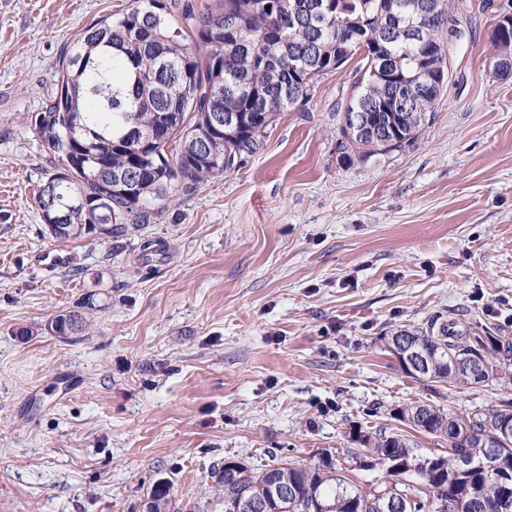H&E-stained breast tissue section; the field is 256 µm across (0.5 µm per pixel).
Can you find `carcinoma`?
<instances>
[{"instance_id":"carcinoma-1","label":"carcinoma","mask_w":512,"mask_h":512,"mask_svg":"<svg viewBox=\"0 0 512 512\" xmlns=\"http://www.w3.org/2000/svg\"><path fill=\"white\" fill-rule=\"evenodd\" d=\"M311 2L215 0L199 16L185 8L184 25L175 26L167 0H133L126 12L83 28L34 122L54 166L46 182L55 199L44 197L42 189L37 200L44 224L52 223L53 202L66 206L67 231L51 236L66 242L135 230L147 223L148 205L164 199L176 181L203 184L236 168L257 150L275 117L349 61L342 57L347 41L361 42L362 51L341 108L339 149L351 159L410 145L434 119L447 88L393 112L395 84L388 77H408L420 56L434 76L449 67L443 37L448 21L459 16L453 0H429L436 10L418 19L412 40L395 33V16L408 24L411 5L424 0H331L330 11L312 19L306 16ZM215 112H236L242 123L212 131ZM358 113L389 124L388 145L356 132ZM163 123L164 137L150 144L126 139L133 127L147 131ZM115 173L134 180L131 195L112 192ZM57 318L81 334L89 326L81 311ZM395 334L412 336L429 351L431 367L422 379L430 383L487 385L512 365V340L488 327L475 333L458 321L432 319L424 329ZM479 349L485 373L473 377L452 368ZM393 416L417 433L448 442V448L418 456L404 434L360 431L361 461L382 468L389 493L360 490L328 460L310 466L280 459L248 467L235 478L224 476V512H258L273 480L288 487V495L273 505L277 512H512V501L503 502L504 486L512 487V443L494 453L488 440L475 435L511 417L512 402L463 416L420 401ZM150 498L156 512H168L170 485H154ZM391 498L398 507L388 506Z\"/></svg>"}]
</instances>
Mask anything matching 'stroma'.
I'll return each instance as SVG.
<instances>
[{
    "instance_id": "obj_1",
    "label": "stroma",
    "mask_w": 512,
    "mask_h": 512,
    "mask_svg": "<svg viewBox=\"0 0 512 512\" xmlns=\"http://www.w3.org/2000/svg\"><path fill=\"white\" fill-rule=\"evenodd\" d=\"M131 3L0 0V512H140L160 481L177 512H222L214 470L275 455L380 490L359 429L512 400L409 377L385 342L435 316L512 336V77L487 64L512 0H465L451 83L403 151L341 161L351 60L148 224L57 242L34 118L79 31ZM90 292L88 335L60 341L48 321Z\"/></svg>"
}]
</instances>
